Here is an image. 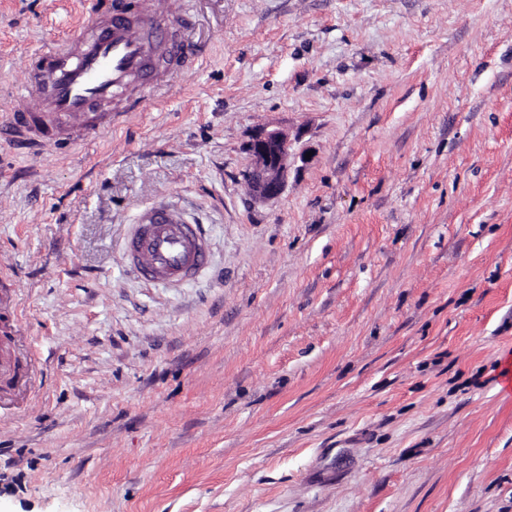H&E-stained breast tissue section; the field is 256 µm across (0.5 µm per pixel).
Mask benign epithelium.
I'll list each match as a JSON object with an SVG mask.
<instances>
[{
    "label": "benign epithelium",
    "instance_id": "obj_1",
    "mask_svg": "<svg viewBox=\"0 0 512 512\" xmlns=\"http://www.w3.org/2000/svg\"><path fill=\"white\" fill-rule=\"evenodd\" d=\"M252 159L246 177L254 196L269 201L285 191L288 168L295 158L288 134L280 129H263L247 144Z\"/></svg>",
    "mask_w": 512,
    "mask_h": 512
}]
</instances>
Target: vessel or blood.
I'll use <instances>...</instances> for the list:
<instances>
[{
	"mask_svg": "<svg viewBox=\"0 0 512 512\" xmlns=\"http://www.w3.org/2000/svg\"><path fill=\"white\" fill-rule=\"evenodd\" d=\"M178 20L167 0L132 21L110 0H90L89 19L77 33L29 56L26 94L13 99L0 135L38 148L74 144L158 102L163 86L184 77L192 58L202 55L198 49L184 54ZM29 94L39 98L38 111L26 106ZM207 252L199 225L164 205L141 210L123 242L126 264L148 284L193 280ZM30 343L18 327L0 336V392L21 381L20 354Z\"/></svg>",
	"mask_w": 512,
	"mask_h": 512,
	"instance_id": "1",
	"label": "vessel or blood"
}]
</instances>
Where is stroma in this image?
I'll return each instance as SVG.
<instances>
[{
    "mask_svg": "<svg viewBox=\"0 0 512 512\" xmlns=\"http://www.w3.org/2000/svg\"><path fill=\"white\" fill-rule=\"evenodd\" d=\"M87 0H0V124ZM203 62L111 131L0 141V512H512V0H175ZM285 130L284 193L246 144ZM167 198L207 272L128 273ZM252 159L246 177L254 196L269 201L285 191L288 168L295 158L288 134L280 129H263L247 144ZM31 342L30 336H24L23 330L17 326L0 336V392L13 389L21 380L24 384L29 381L30 376L26 372L21 375L19 370L21 350Z\"/></svg>",
    "mask_w": 512,
    "mask_h": 512,
    "instance_id": "35a3bbf8",
    "label": "stroma"
}]
</instances>
